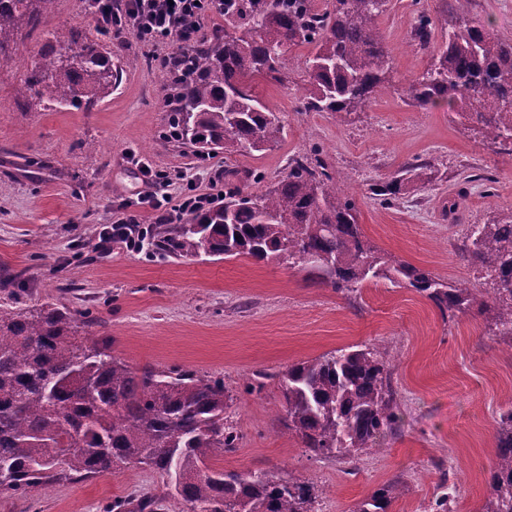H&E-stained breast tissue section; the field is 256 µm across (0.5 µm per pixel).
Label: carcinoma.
<instances>
[{
  "instance_id": "cac0c4a2",
  "label": "carcinoma",
  "mask_w": 512,
  "mask_h": 512,
  "mask_svg": "<svg viewBox=\"0 0 512 512\" xmlns=\"http://www.w3.org/2000/svg\"><path fill=\"white\" fill-rule=\"evenodd\" d=\"M53 0L0 6V59L15 36L36 27ZM388 0H224V33L187 56L185 73L168 70L174 135L192 145L262 151L283 127L255 93L259 78L283 80L284 57L309 46L304 108L359 112L393 69L378 18ZM448 41L432 42L435 27ZM417 45L431 56L406 88L411 103H445L491 147L512 153V41L448 10L414 18ZM24 80L26 98L68 109L112 94V59L90 39L54 35ZM224 175V205L184 224L156 225L148 245L176 257L244 256L301 264L341 293L367 283L403 282L442 314L478 313L512 337V210L468 228L461 255L484 272L485 287L462 288L410 264H392L367 241L354 203L321 159L300 157L288 176L245 194ZM404 179L374 184L384 205ZM393 363L376 345H355L288 366L278 376L280 421L313 455L355 460L380 446L401 421ZM233 396L224 380L181 367L133 370L104 342L88 343L77 317L53 304L0 306V495L101 476L130 462L169 479L171 512H315L314 486L274 470L219 465L241 434L228 423ZM400 481L379 488L354 512H388ZM483 512H512V408L501 412ZM162 499L112 500L110 512H155Z\"/></svg>"
}]
</instances>
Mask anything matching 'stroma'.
Wrapping results in <instances>:
<instances>
[{
    "mask_svg": "<svg viewBox=\"0 0 512 512\" xmlns=\"http://www.w3.org/2000/svg\"><path fill=\"white\" fill-rule=\"evenodd\" d=\"M455 0H389L378 26L393 58L390 80L361 112H314L306 96V49L286 55L284 82L256 91L284 134L263 151L221 149L198 155L175 138L166 104L162 55L171 45L118 39L86 14L82 0H55L42 24L22 29L0 60V280L27 305L56 304L76 314L85 336L108 342L134 368L180 366L223 378L233 396L228 420L242 439L223 466L272 469L312 482L317 512H355L388 481H403L388 512H423L440 482L459 492V512H481L502 411L512 407V343L493 335L476 312L446 318L406 285L381 283L350 295L309 269L250 258L164 257L121 246L98 249L103 225L124 216L122 201L139 185L128 154L170 174L173 201L188 186L211 191L233 168L255 171L258 194L287 176L295 157L319 155L344 180L370 244L393 263L477 288L481 280L459 247L469 225L512 210V154L495 152L447 105L420 108L405 88L430 57L413 40V11L436 15ZM467 18L512 38V0H467ZM95 40L122 68L112 95L90 107L52 109L18 89L51 33ZM430 169L406 182L401 198L380 205L372 184L408 162ZM460 202L456 220L442 215ZM378 344L395 355L392 381L402 422L379 448L346 462L311 456L280 423L275 374L337 348ZM257 371L270 378L246 392ZM166 480L129 464L110 474L0 496V512H105L118 496H158Z\"/></svg>",
    "mask_w": 512,
    "mask_h": 512,
    "instance_id": "obj_1",
    "label": "stroma"
}]
</instances>
